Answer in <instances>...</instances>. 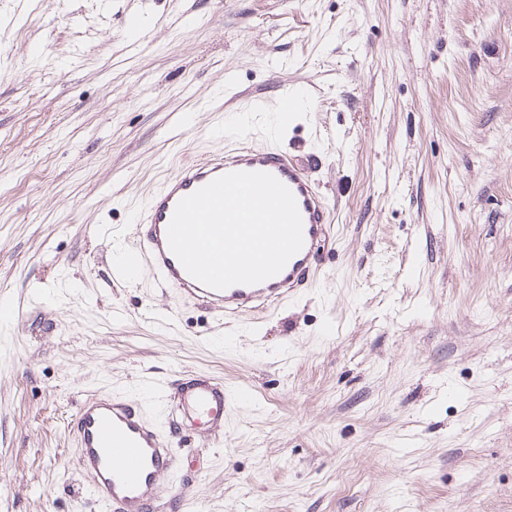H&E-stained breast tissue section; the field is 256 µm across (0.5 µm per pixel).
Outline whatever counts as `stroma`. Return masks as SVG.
<instances>
[{"instance_id":"35a3bbf8","label":"stroma","mask_w":512,"mask_h":512,"mask_svg":"<svg viewBox=\"0 0 512 512\" xmlns=\"http://www.w3.org/2000/svg\"><path fill=\"white\" fill-rule=\"evenodd\" d=\"M243 137L312 154L324 275L224 325L115 279ZM0 302V512H100L79 399L191 371L239 398L161 512H512V0H0Z\"/></svg>"}]
</instances>
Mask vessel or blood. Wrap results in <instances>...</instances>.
<instances>
[{
    "mask_svg": "<svg viewBox=\"0 0 512 512\" xmlns=\"http://www.w3.org/2000/svg\"><path fill=\"white\" fill-rule=\"evenodd\" d=\"M240 171L271 174L289 188L302 218L304 243L264 282L215 290L187 273L169 248L167 231L182 198L221 175ZM329 214L328 202L295 156L272 147L228 144L205 162L183 164L151 193L136 221L135 250L114 272L126 278L139 265H147L156 273L159 288L178 289L190 304L227 319L269 312L320 275V260L335 243ZM157 393L168 409L162 426L137 400L103 393L84 395L71 418L80 475L106 512H156L162 480L178 471L180 439L202 431L210 437L224 433L228 405L223 382L193 372L176 386L160 385Z\"/></svg>",
    "mask_w": 512,
    "mask_h": 512,
    "instance_id": "vessel-or-blood-1",
    "label": "vessel or blood"
}]
</instances>
